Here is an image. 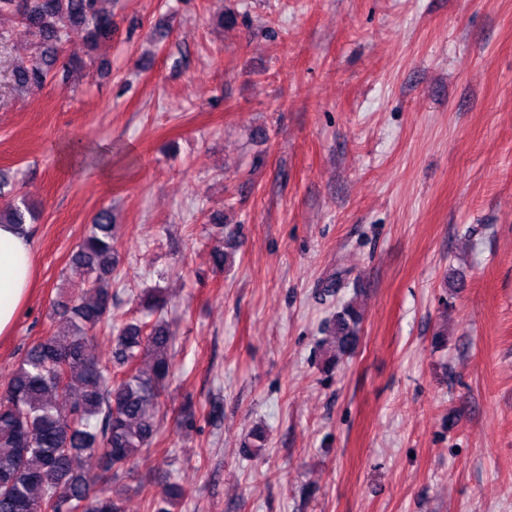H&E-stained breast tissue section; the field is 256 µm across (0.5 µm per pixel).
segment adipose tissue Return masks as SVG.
<instances>
[{
    "label": "adipose tissue",
    "mask_w": 512,
    "mask_h": 512,
    "mask_svg": "<svg viewBox=\"0 0 512 512\" xmlns=\"http://www.w3.org/2000/svg\"><path fill=\"white\" fill-rule=\"evenodd\" d=\"M33 260L28 227L0 224V337L12 334L29 298Z\"/></svg>",
    "instance_id": "ef3b65f1"
}]
</instances>
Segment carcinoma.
I'll return each instance as SVG.
<instances>
[{"mask_svg": "<svg viewBox=\"0 0 512 512\" xmlns=\"http://www.w3.org/2000/svg\"><path fill=\"white\" fill-rule=\"evenodd\" d=\"M9 13L42 37V49L11 71L17 88L42 86L56 75L62 44L74 29L85 31L91 47L112 39V13L101 0H0ZM34 213L24 199L0 207V224H29ZM112 210L98 211L72 255L87 288L58 303L59 318L21 359L0 392V512H36L55 496L62 512H126L125 474L149 451L161 429L162 396L176 371L173 333L161 317L167 301L157 288L139 297L144 321L112 322L111 276L115 267ZM236 229L215 234L209 251L213 267L224 269ZM361 317L352 304L336 313L334 353L325 371L353 353ZM112 344L102 363L92 349L98 335ZM188 400L177 422L196 420ZM98 460V471L86 468ZM186 490L170 481L148 512H174Z\"/></svg>", "mask_w": 512, "mask_h": 512, "instance_id": "cac0c4a2", "label": "carcinoma"}]
</instances>
